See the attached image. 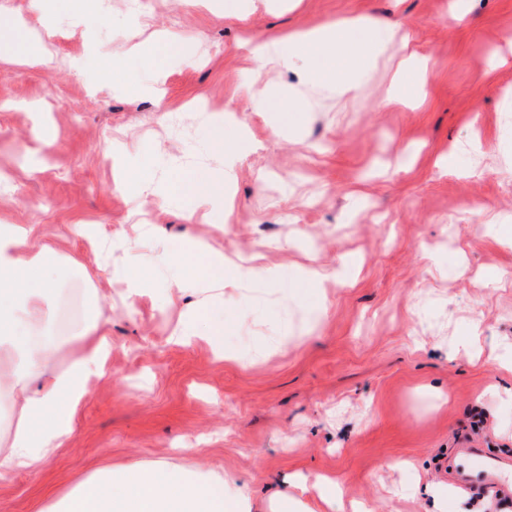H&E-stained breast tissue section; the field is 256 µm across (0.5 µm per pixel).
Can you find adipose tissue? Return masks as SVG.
Segmentation results:
<instances>
[{
	"label": "adipose tissue",
	"mask_w": 512,
	"mask_h": 512,
	"mask_svg": "<svg viewBox=\"0 0 512 512\" xmlns=\"http://www.w3.org/2000/svg\"><path fill=\"white\" fill-rule=\"evenodd\" d=\"M398 43L401 58L396 76L423 80L415 71V53L408 36H397L376 18L361 14L329 21L284 38H263L249 48V87L258 112H310L312 91L338 86L341 95L356 88L351 76L374 68L389 44ZM297 69L288 88L258 84L268 65ZM27 224H0V399L8 412V438L0 448V481L31 471L74 432L76 410L88 392L91 377H106L111 349L108 321L102 311L109 298L85 287L83 321L74 337L53 342L49 329L55 310L49 301L53 268L63 258L39 243ZM216 286L259 280L277 282V271L242 265L214 254L200 266ZM209 298L194 314L181 319L172 332L186 342L204 334L214 347L224 346L223 325H205ZM244 487L229 474L215 471H174L165 464L100 470L55 501L49 512H251Z\"/></svg>",
	"instance_id": "obj_1"
}]
</instances>
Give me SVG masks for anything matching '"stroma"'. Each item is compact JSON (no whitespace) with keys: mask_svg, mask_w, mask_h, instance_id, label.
I'll return each mask as SVG.
<instances>
[{"mask_svg":"<svg viewBox=\"0 0 512 512\" xmlns=\"http://www.w3.org/2000/svg\"><path fill=\"white\" fill-rule=\"evenodd\" d=\"M140 12H133L134 2ZM91 0L38 13L0 0V23L27 27L32 56L0 61V224H31L83 264L111 295L112 349L92 380L68 445L36 471L0 482V512H38L101 469L162 462L235 475L256 512L285 475L335 478L336 512H432L415 487L446 486L467 467L463 446L512 459V0ZM111 30L98 24L102 11ZM139 14L142 28L130 26ZM370 13L400 26L428 60L424 89L382 106L395 67L384 54L358 90L313 91L316 108L282 135L274 112L253 111L246 43ZM192 40L196 66L170 53L162 101L132 53L143 29ZM52 65H44V58ZM232 109L258 141L228 188L231 213L214 227L183 186L145 195L143 168L172 180L221 170L215 123ZM451 153L454 167L440 163ZM195 208L194 224L184 215ZM94 224L112 262L150 287L135 310L127 282L98 277ZM193 231L230 258L262 253L283 284L228 285L207 323L227 322L229 359L169 335L192 286L195 258L159 261ZM322 272L314 284L307 269ZM54 338L82 318L83 297H53ZM479 353L458 351L462 337ZM484 410L485 430L469 431ZM410 461L407 469L393 468Z\"/></svg>","mask_w":512,"mask_h":512,"instance_id":"stroma-1","label":"stroma"}]
</instances>
